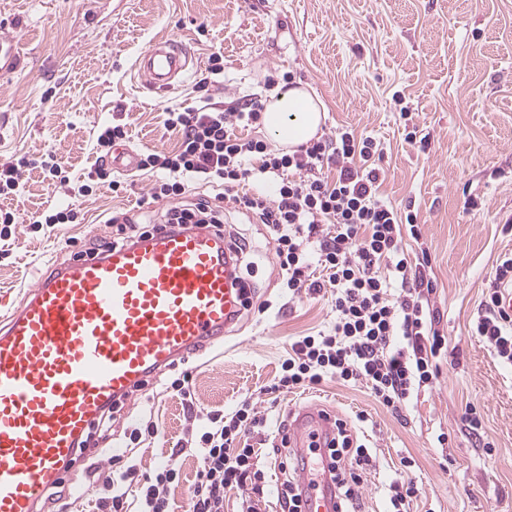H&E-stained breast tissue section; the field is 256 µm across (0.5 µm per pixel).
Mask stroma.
I'll list each match as a JSON object with an SVG mask.
<instances>
[{"label": "stroma", "instance_id": "stroma-1", "mask_svg": "<svg viewBox=\"0 0 512 512\" xmlns=\"http://www.w3.org/2000/svg\"><path fill=\"white\" fill-rule=\"evenodd\" d=\"M0 24L21 42L18 70L0 76V164L16 165L20 183L0 196V209L16 219L10 256L0 258V314L19 306L38 270L111 240L113 214L167 208L149 199L156 179L149 171L121 173L128 187L118 194L89 185L101 126L120 119L130 148L166 154L178 142L164 125L166 110L196 105L195 84L211 54L224 56V86L211 92L216 103L265 94L268 75L293 72V86L324 106L320 135L348 128L381 141L382 192L418 215L421 237L406 248L429 252L430 306L457 355L441 359L437 383L397 413L368 389L333 380L270 399L262 388L289 337L327 327L331 299H289L266 227L227 199L224 229L250 246L253 307L223 349L184 363L197 408L229 410L248 400L280 420L297 403L324 407L371 454L357 512H386L405 457L415 461L409 477L419 490L410 512H512V367L469 333L498 256L512 251V233L503 230L512 218V0H0ZM161 36L186 39L195 64L158 97L140 88L133 64ZM397 95L429 133L427 150L406 141ZM45 161L59 164L68 183L49 178ZM68 203L75 223L34 228L43 210ZM264 301L270 309L258 312ZM167 381L160 376L149 395L114 413L101 448L111 454L126 427L154 421L159 437L127 456L141 475L168 463L180 469L170 491L179 512L200 458L171 453L190 421ZM470 405L483 416L475 432L465 422Z\"/></svg>", "mask_w": 512, "mask_h": 512}]
</instances>
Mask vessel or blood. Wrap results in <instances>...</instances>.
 I'll return each mask as SVG.
<instances>
[{
  "label": "vessel or blood",
  "instance_id": "b4317fda",
  "mask_svg": "<svg viewBox=\"0 0 512 512\" xmlns=\"http://www.w3.org/2000/svg\"><path fill=\"white\" fill-rule=\"evenodd\" d=\"M183 41L155 40L136 60L143 89L162 96L193 62ZM234 254L222 232L169 226L132 244L50 267L0 326V512H44L75 469L98 466L81 442L111 404L232 333L242 311ZM288 445L333 435L317 405L292 408ZM305 512H336L332 483Z\"/></svg>",
  "mask_w": 512,
  "mask_h": 512
}]
</instances>
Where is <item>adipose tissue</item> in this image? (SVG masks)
<instances>
[{"instance_id":"obj_1","label":"adipose tissue","mask_w":512,"mask_h":512,"mask_svg":"<svg viewBox=\"0 0 512 512\" xmlns=\"http://www.w3.org/2000/svg\"><path fill=\"white\" fill-rule=\"evenodd\" d=\"M322 105L306 90L273 89L263 114V123L270 136L285 147L292 148L311 140L321 123Z\"/></svg>"}]
</instances>
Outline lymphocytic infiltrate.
I'll return each mask as SVG.
<instances>
[{
  "mask_svg": "<svg viewBox=\"0 0 512 512\" xmlns=\"http://www.w3.org/2000/svg\"><path fill=\"white\" fill-rule=\"evenodd\" d=\"M264 105L251 97L237 106L206 101L167 111V128L177 131L174 152L141 153L142 170L165 171L150 197L168 200L166 224H208L222 227L220 211L210 197L184 203L192 185L224 191L239 209L265 225L273 240V260L289 298L329 290L334 319L323 330L288 341L279 373L264 391L293 393L327 378L365 386L381 405L397 411L415 393L433 386L438 363L449 349L435 326L430 308L433 283L423 270L429 253L412 263L406 239L421 236L413 211H398L381 191L386 173L379 162L383 148L372 136L341 129L334 136L309 141L286 152L257 137H241L237 126L260 124ZM128 137L125 125L104 126L97 136L98 157L89 175L112 190L107 158L114 145ZM274 182L273 195L259 192ZM253 183L255 191L241 192ZM512 284V253L500 255L494 274L471 320V331L503 362L512 365V312L502 308V289ZM168 388L182 401L194 423L181 438V451L198 452L201 465L183 512H224V495L242 493L241 512H256L263 498L266 472L258 449L245 442L247 432L264 429L268 420L249 401L231 411H195L189 374L174 378ZM318 460L336 487L342 512H351L355 488L370 453L355 443L343 421ZM271 452L285 479L277 487L280 512H303L300 475L305 459L283 444ZM136 468L118 458L112 470L96 480L104 494L95 512H172L169 492L181 481L174 465L157 468L136 481ZM135 483L128 492L127 483Z\"/></svg>",
  "mask_w": 512,
  "mask_h": 512,
  "instance_id": "obj_1",
  "label": "lymphocytic infiltrate"
}]
</instances>
